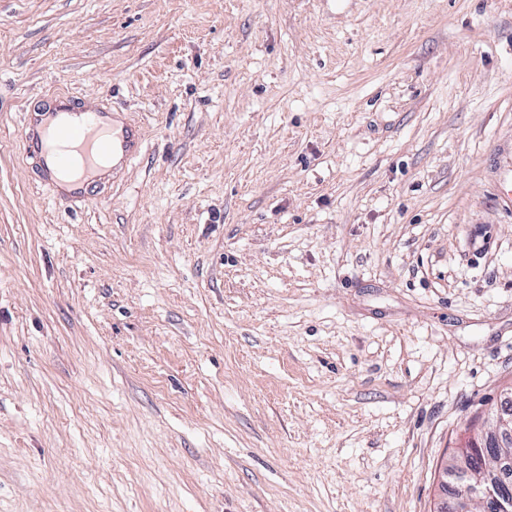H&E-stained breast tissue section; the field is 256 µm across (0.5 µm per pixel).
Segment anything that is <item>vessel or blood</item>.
<instances>
[{
  "label": "vessel or blood",
  "instance_id": "obj_1",
  "mask_svg": "<svg viewBox=\"0 0 512 512\" xmlns=\"http://www.w3.org/2000/svg\"><path fill=\"white\" fill-rule=\"evenodd\" d=\"M70 95L56 97L51 112L34 117L25 142L30 153L50 158L58 172L70 175L77 193H86L97 176L103 155H111L113 171H120L143 149L139 129L111 126L103 109L74 108Z\"/></svg>",
  "mask_w": 512,
  "mask_h": 512
}]
</instances>
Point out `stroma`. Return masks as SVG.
I'll list each match as a JSON object with an SVG mask.
<instances>
[{
  "label": "stroma",
  "mask_w": 512,
  "mask_h": 512,
  "mask_svg": "<svg viewBox=\"0 0 512 512\" xmlns=\"http://www.w3.org/2000/svg\"><path fill=\"white\" fill-rule=\"evenodd\" d=\"M511 387L512 0H0V512H435ZM74 102V96L56 97L51 112H40L31 120V134L24 144L27 151L41 157L43 164L48 156L58 172L73 174L69 183L77 188L71 195L86 193L89 182L98 175L103 155L111 154L112 164L100 174L112 169L113 176L143 149L139 129L125 124L118 129L113 114L111 127L109 112L100 108L76 111ZM44 120H50L45 130H50L53 139L60 144L55 150L47 146L38 132Z\"/></svg>",
  "instance_id": "1"
}]
</instances>
